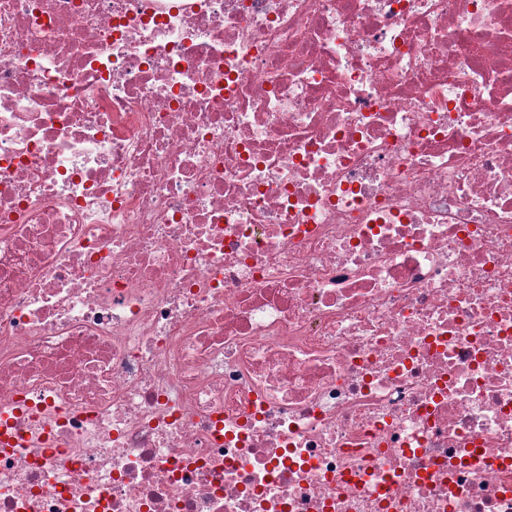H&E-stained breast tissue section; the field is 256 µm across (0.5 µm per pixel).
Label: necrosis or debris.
<instances>
[{
    "instance_id": "necrosis-or-debris-1",
    "label": "necrosis or debris",
    "mask_w": 512,
    "mask_h": 512,
    "mask_svg": "<svg viewBox=\"0 0 512 512\" xmlns=\"http://www.w3.org/2000/svg\"><path fill=\"white\" fill-rule=\"evenodd\" d=\"M0 512H512V0H0Z\"/></svg>"
}]
</instances>
